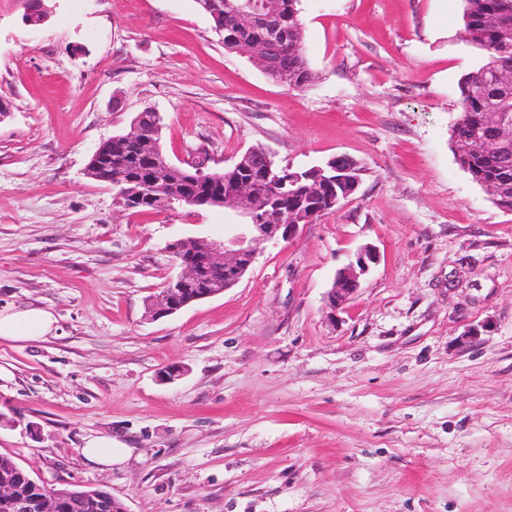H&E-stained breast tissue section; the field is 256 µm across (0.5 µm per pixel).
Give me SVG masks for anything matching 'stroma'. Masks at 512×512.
I'll return each instance as SVG.
<instances>
[{
	"label": "stroma",
	"mask_w": 512,
	"mask_h": 512,
	"mask_svg": "<svg viewBox=\"0 0 512 512\" xmlns=\"http://www.w3.org/2000/svg\"><path fill=\"white\" fill-rule=\"evenodd\" d=\"M43 6L30 26L26 0H0V309L59 329L0 340V455L126 512H512V211L450 142L481 64L461 0H300L303 89L225 49L195 0ZM148 109L174 163L346 155L359 188L232 288L151 319L170 243L242 218L127 209L87 177ZM366 246L377 264L330 309ZM97 434L127 460L85 463ZM57 325L54 313L40 306L0 311V340L38 342L54 335Z\"/></svg>",
	"instance_id": "35a3bbf8"
}]
</instances>
